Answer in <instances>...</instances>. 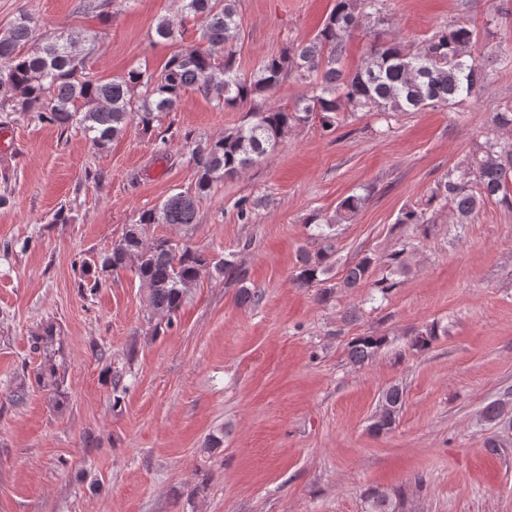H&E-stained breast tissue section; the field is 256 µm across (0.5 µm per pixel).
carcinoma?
Listing matches in <instances>:
<instances>
[{"instance_id": "obj_1", "label": "carcinoma", "mask_w": 512, "mask_h": 512, "mask_svg": "<svg viewBox=\"0 0 512 512\" xmlns=\"http://www.w3.org/2000/svg\"><path fill=\"white\" fill-rule=\"evenodd\" d=\"M180 2L184 14L201 19L199 42L174 51L159 75L134 67L121 77L97 79L86 68L95 47L78 49L89 39L68 34L31 46L32 20L27 16L0 33V112H37L48 124L82 130L101 148L123 135L133 121L145 130L152 128L164 115L177 111L190 89L222 109L251 103L247 122L231 132L206 139L184 135L196 172L194 191L175 193L140 213L121 239L93 261L101 276L91 288L129 267L148 288L152 311L166 316L169 326L202 271L211 269L238 282L246 280V273L232 254L217 259L169 238L148 242V226L196 223L199 203L215 185L264 162L296 125L318 118L329 127L344 112H374L388 118L447 109L475 96L487 80L486 66L475 55L478 34L468 19L436 29L420 48L411 50L395 36L381 37L389 24L384 0H334L311 40L261 61L244 74L233 49L238 0ZM359 28L368 30L374 40L362 64L349 70L343 63L347 36ZM154 32L175 44L181 39L165 16L158 19ZM89 41L96 43L94 38ZM287 79L305 85L306 93L289 108L265 106V98ZM511 184L512 138L497 140L466 164L448 170L425 206L401 208L395 223L425 233L435 223L430 207L439 201L451 208L453 223L461 227L471 223L487 202L512 208ZM366 201L364 194H350L333 215H315L310 222L313 236L324 246L303 253L293 282L304 288L323 286L318 293L321 301L329 299L333 290L325 286L333 257V227L350 221ZM378 265L380 261L371 256L361 257L336 287H362ZM436 336L437 329L431 327L416 334L412 346L425 351ZM383 344L381 336H360L348 344V359L354 365L365 364ZM36 379L45 387L62 384L54 364L41 366ZM403 403V388L385 389L372 428L378 433L390 430ZM367 512H398V505L389 493L378 490L368 495Z\"/></svg>"}]
</instances>
